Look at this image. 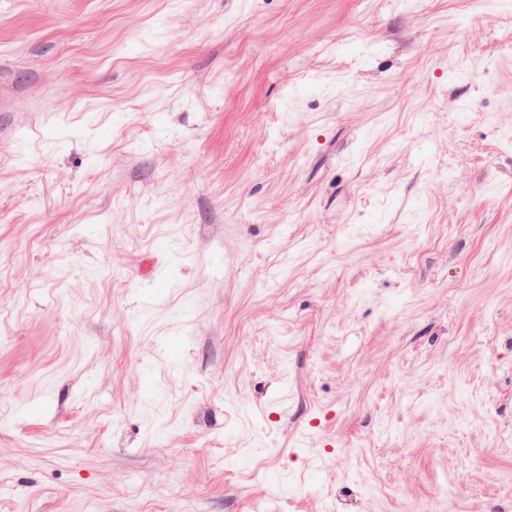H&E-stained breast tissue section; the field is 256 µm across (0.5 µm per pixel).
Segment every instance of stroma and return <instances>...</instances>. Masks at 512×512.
I'll list each match as a JSON object with an SVG mask.
<instances>
[{"label": "stroma", "instance_id": "1", "mask_svg": "<svg viewBox=\"0 0 512 512\" xmlns=\"http://www.w3.org/2000/svg\"><path fill=\"white\" fill-rule=\"evenodd\" d=\"M0 512H512V0H0Z\"/></svg>", "mask_w": 512, "mask_h": 512}]
</instances>
